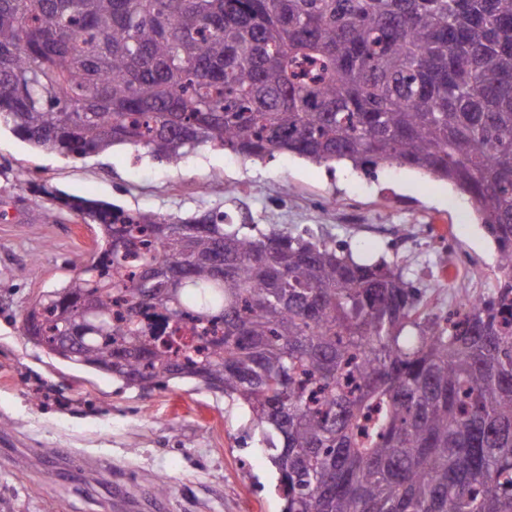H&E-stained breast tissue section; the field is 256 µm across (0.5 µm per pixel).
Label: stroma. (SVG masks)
Wrapping results in <instances>:
<instances>
[{
  "label": "stroma",
  "mask_w": 512,
  "mask_h": 512,
  "mask_svg": "<svg viewBox=\"0 0 512 512\" xmlns=\"http://www.w3.org/2000/svg\"><path fill=\"white\" fill-rule=\"evenodd\" d=\"M177 219L313 236L403 267L435 311L494 288L497 249L467 197L396 165L365 175L291 153L247 160L206 148L180 165L116 146L91 158L37 150L0 128V512H113L114 488L161 512H282L277 475L247 412L192 383L148 392L55 358L22 333L42 294L75 274L96 227L54 194ZM55 210L54 221L44 219ZM40 458L30 468L24 461ZM168 481L154 494L155 476Z\"/></svg>",
  "instance_id": "35a3bbf8"
}]
</instances>
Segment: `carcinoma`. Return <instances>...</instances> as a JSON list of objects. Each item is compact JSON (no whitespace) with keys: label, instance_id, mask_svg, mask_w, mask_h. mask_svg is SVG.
Wrapping results in <instances>:
<instances>
[{"label":"carcinoma","instance_id":"1","mask_svg":"<svg viewBox=\"0 0 512 512\" xmlns=\"http://www.w3.org/2000/svg\"><path fill=\"white\" fill-rule=\"evenodd\" d=\"M2 125L67 157L288 152L468 195L498 276L446 321L396 263L58 196L104 244L23 331L142 390L224 392L283 512H512V0H0ZM149 314L200 344L171 353Z\"/></svg>","mask_w":512,"mask_h":512}]
</instances>
